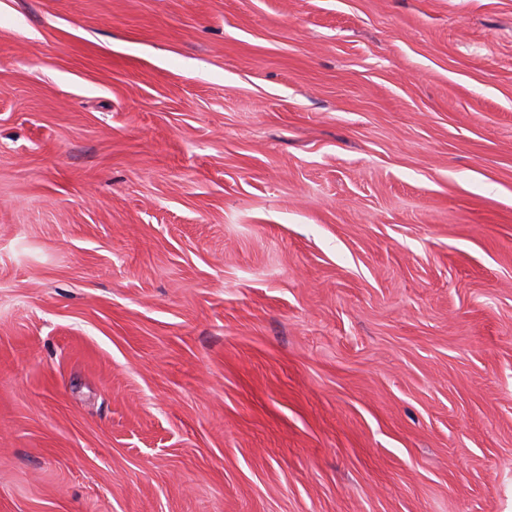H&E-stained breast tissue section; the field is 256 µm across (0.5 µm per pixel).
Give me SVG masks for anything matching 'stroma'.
Instances as JSON below:
<instances>
[{
	"label": "stroma",
	"mask_w": 512,
	"mask_h": 512,
	"mask_svg": "<svg viewBox=\"0 0 512 512\" xmlns=\"http://www.w3.org/2000/svg\"><path fill=\"white\" fill-rule=\"evenodd\" d=\"M0 512H512V0H0Z\"/></svg>",
	"instance_id": "obj_1"
}]
</instances>
